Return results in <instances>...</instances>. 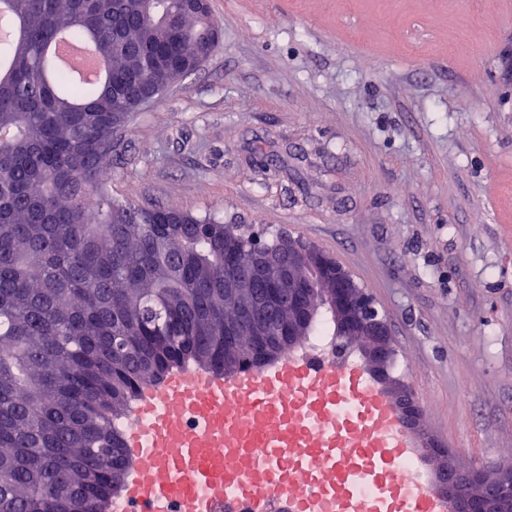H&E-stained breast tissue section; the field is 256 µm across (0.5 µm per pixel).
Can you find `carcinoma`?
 I'll return each instance as SVG.
<instances>
[{
  "label": "carcinoma",
  "instance_id": "1",
  "mask_svg": "<svg viewBox=\"0 0 512 512\" xmlns=\"http://www.w3.org/2000/svg\"><path fill=\"white\" fill-rule=\"evenodd\" d=\"M3 2L20 36L0 54V512H110L128 467L114 418L187 362L263 367L269 343L239 315L288 271L254 266L238 287L222 222L101 191L100 139L138 111L142 65L159 66L147 83L162 94L217 48L177 0ZM115 20L127 46L114 55ZM62 29L95 48L107 82L48 65Z\"/></svg>",
  "mask_w": 512,
  "mask_h": 512
}]
</instances>
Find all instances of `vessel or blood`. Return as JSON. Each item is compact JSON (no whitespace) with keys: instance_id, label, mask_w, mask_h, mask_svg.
<instances>
[{"instance_id":"obj_1","label":"vessel or blood","mask_w":512,"mask_h":512,"mask_svg":"<svg viewBox=\"0 0 512 512\" xmlns=\"http://www.w3.org/2000/svg\"><path fill=\"white\" fill-rule=\"evenodd\" d=\"M138 412L125 497L139 512H448L429 481L396 480L417 440L354 363L297 352L228 376L178 371Z\"/></svg>"}]
</instances>
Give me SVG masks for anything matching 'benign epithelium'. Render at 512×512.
Instances as JSON below:
<instances>
[{
    "label": "benign epithelium",
    "instance_id": "obj_1",
    "mask_svg": "<svg viewBox=\"0 0 512 512\" xmlns=\"http://www.w3.org/2000/svg\"><path fill=\"white\" fill-rule=\"evenodd\" d=\"M194 19L207 31L217 32L209 0H184ZM270 266L288 265V281L281 294L292 313L288 324L268 318L261 304L244 316L261 336L282 337V349L302 344L322 308L331 312L339 336L362 337L361 355L366 369L387 389L406 426L420 428L419 409L410 386L389 374L394 347L388 323L372 298L350 271L314 245L290 235L280 236ZM440 464L433 490L448 499L451 512H512V471L476 478L457 469L446 453L437 450Z\"/></svg>",
    "mask_w": 512,
    "mask_h": 512
}]
</instances>
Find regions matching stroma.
Instances as JSON below:
<instances>
[{
	"label": "stroma",
	"mask_w": 512,
	"mask_h": 512,
	"mask_svg": "<svg viewBox=\"0 0 512 512\" xmlns=\"http://www.w3.org/2000/svg\"><path fill=\"white\" fill-rule=\"evenodd\" d=\"M218 50L133 113L105 186L337 259L433 446L512 470V0H210Z\"/></svg>",
	"instance_id": "stroma-1"
}]
</instances>
